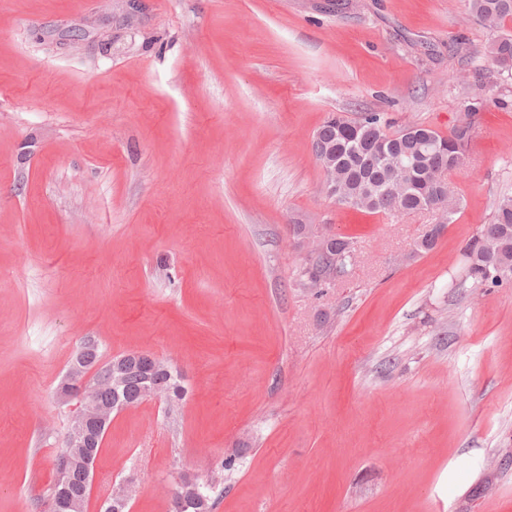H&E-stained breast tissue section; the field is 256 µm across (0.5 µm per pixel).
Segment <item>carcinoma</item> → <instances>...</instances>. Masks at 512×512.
<instances>
[{"label":"carcinoma","instance_id":"obj_1","mask_svg":"<svg viewBox=\"0 0 512 512\" xmlns=\"http://www.w3.org/2000/svg\"><path fill=\"white\" fill-rule=\"evenodd\" d=\"M469 6L479 22L496 33L488 55L500 69L512 71V33L505 30V22L512 20V0H469ZM423 132V136H414L403 128L391 133L388 121L376 112H366L356 120L333 114L315 134L313 152L335 185L331 195L341 205L394 215L440 209L451 217L459 199L433 194L432 184L463 164L474 133L472 113L465 114L446 136L429 128ZM353 249L352 242L333 237L332 259L311 257L302 276L325 282L346 276L347 254ZM464 257L468 277L475 283L496 287L512 282V197L497 202L492 222L482 225ZM85 372L103 381L109 361L98 350L87 360ZM147 381L183 400L182 377L168 365L151 373L138 366L129 369L122 384L125 401L135 407L146 400Z\"/></svg>","mask_w":512,"mask_h":512}]
</instances>
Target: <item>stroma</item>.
Masks as SVG:
<instances>
[{"label":"stroma","mask_w":512,"mask_h":512,"mask_svg":"<svg viewBox=\"0 0 512 512\" xmlns=\"http://www.w3.org/2000/svg\"><path fill=\"white\" fill-rule=\"evenodd\" d=\"M0 0V512H50L83 337L184 377L112 421L86 512L181 473L215 512H512V283L463 252L512 195V72L467 0ZM494 104L439 219L340 205L329 113L448 134ZM354 242L307 288L295 225ZM233 469L221 471L224 459Z\"/></svg>","instance_id":"stroma-1"}]
</instances>
